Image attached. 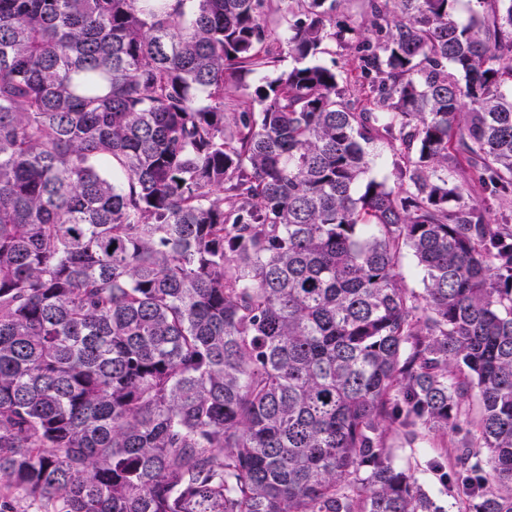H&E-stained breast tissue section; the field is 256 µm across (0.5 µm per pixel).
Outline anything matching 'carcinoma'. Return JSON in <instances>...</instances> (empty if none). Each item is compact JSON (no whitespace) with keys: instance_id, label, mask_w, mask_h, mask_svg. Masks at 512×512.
Returning a JSON list of instances; mask_svg holds the SVG:
<instances>
[{"instance_id":"cac0c4a2","label":"carcinoma","mask_w":512,"mask_h":512,"mask_svg":"<svg viewBox=\"0 0 512 512\" xmlns=\"http://www.w3.org/2000/svg\"><path fill=\"white\" fill-rule=\"evenodd\" d=\"M270 2L0 0V512H512V0ZM353 50H342L336 48V54L334 52L330 54H323L321 56V62L327 65H331L332 59H336L339 66H345V74L348 75L351 87L354 90L355 96L359 99L361 104H366V95L369 91V79L362 76L360 71L354 70L348 64V60L353 58ZM346 64V65H344ZM468 202L478 206L479 208L486 209L484 216L486 220L491 222L511 221V212L500 209L496 206L489 205L486 195L483 194L478 188H473L469 193ZM466 428L470 427L428 433L414 443H407L401 435L391 433L386 441L395 465L413 472L430 494L443 501L447 512H464L461 511L465 506L461 483L448 485L441 474L451 469L454 448L467 438ZM438 463L444 466L442 471H436Z\"/></svg>"}]
</instances>
